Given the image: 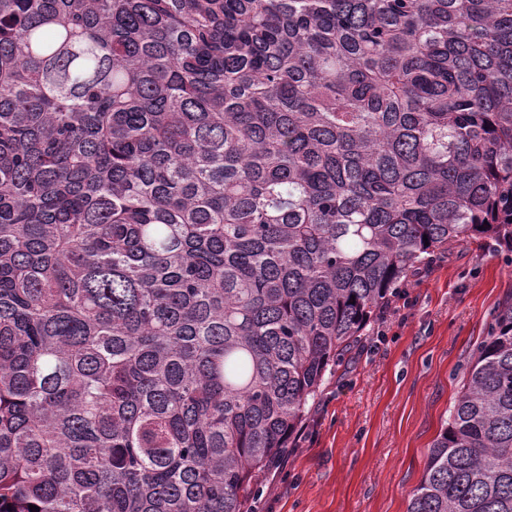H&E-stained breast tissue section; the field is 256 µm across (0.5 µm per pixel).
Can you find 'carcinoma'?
Instances as JSON below:
<instances>
[{
  "label": "carcinoma",
  "mask_w": 512,
  "mask_h": 512,
  "mask_svg": "<svg viewBox=\"0 0 512 512\" xmlns=\"http://www.w3.org/2000/svg\"><path fill=\"white\" fill-rule=\"evenodd\" d=\"M464 239L512 254V0H0V512H258ZM407 512H512V304Z\"/></svg>",
  "instance_id": "carcinoma-1"
}]
</instances>
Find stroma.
<instances>
[{
  "mask_svg": "<svg viewBox=\"0 0 512 512\" xmlns=\"http://www.w3.org/2000/svg\"><path fill=\"white\" fill-rule=\"evenodd\" d=\"M404 292L309 403L308 437L264 477L263 512H407L491 312L512 303V257L455 243Z\"/></svg>",
  "mask_w": 512,
  "mask_h": 512,
  "instance_id": "obj_1",
  "label": "stroma"
}]
</instances>
